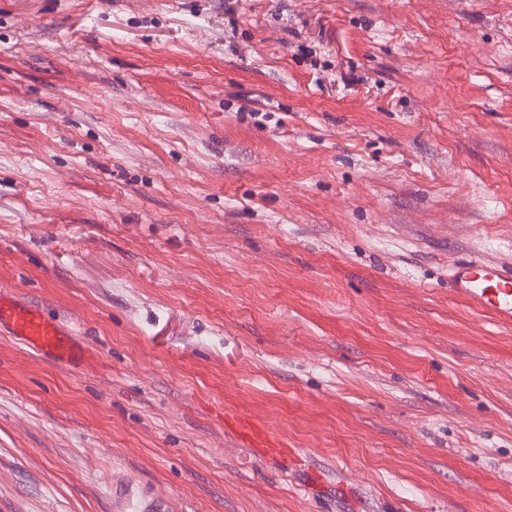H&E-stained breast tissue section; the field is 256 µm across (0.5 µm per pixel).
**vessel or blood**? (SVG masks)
Masks as SVG:
<instances>
[{
    "mask_svg": "<svg viewBox=\"0 0 512 512\" xmlns=\"http://www.w3.org/2000/svg\"><path fill=\"white\" fill-rule=\"evenodd\" d=\"M451 293L477 311L491 314L498 323L512 325V271L480 259H458L448 269ZM0 335L20 342L56 364L76 370L89 364L91 354L75 331L38 306L0 291ZM242 444L275 457L279 442L250 420H239Z\"/></svg>",
    "mask_w": 512,
    "mask_h": 512,
    "instance_id": "vessel-or-blood-1",
    "label": "vessel or blood"
}]
</instances>
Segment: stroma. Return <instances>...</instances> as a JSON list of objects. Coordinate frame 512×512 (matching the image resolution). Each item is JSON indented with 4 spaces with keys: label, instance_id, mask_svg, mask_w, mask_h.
Here are the masks:
<instances>
[{
    "label": "stroma",
    "instance_id": "35a3bbf8",
    "mask_svg": "<svg viewBox=\"0 0 512 512\" xmlns=\"http://www.w3.org/2000/svg\"><path fill=\"white\" fill-rule=\"evenodd\" d=\"M512 0H0V512H512ZM284 442L242 446L231 418ZM448 287L477 311L512 325V271L480 259H458L448 269ZM0 335L73 370L90 363V352L72 328L5 291H0Z\"/></svg>",
    "mask_w": 512,
    "mask_h": 512
}]
</instances>
